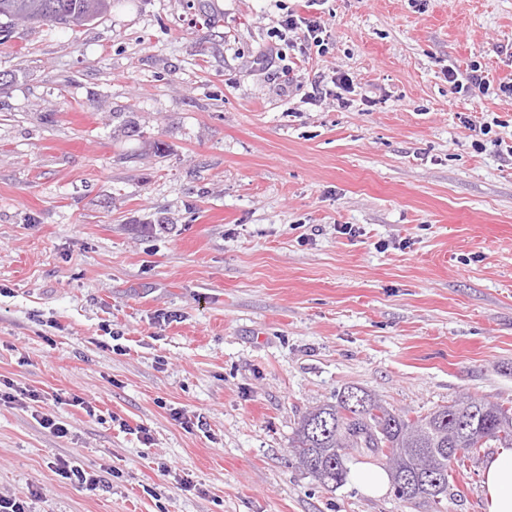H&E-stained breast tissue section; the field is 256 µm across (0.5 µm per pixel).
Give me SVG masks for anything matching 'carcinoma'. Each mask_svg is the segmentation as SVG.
<instances>
[{
  "mask_svg": "<svg viewBox=\"0 0 512 512\" xmlns=\"http://www.w3.org/2000/svg\"><path fill=\"white\" fill-rule=\"evenodd\" d=\"M110 0H0V18L14 22L18 14L34 22H51L70 29L102 18ZM370 407L367 421H354L346 401L347 392L336 401L318 405L298 423L292 452L301 468L324 485L337 488L347 481L346 459L351 451L367 450L378 461L386 453L402 452L401 481H413L404 501L437 506L454 495V479L448 472V457L435 461L438 485L419 472L421 454L429 448H457L463 462L480 454L490 442L512 447V407L471 399H458L425 415L409 418L381 404L375 396L358 390Z\"/></svg>",
  "mask_w": 512,
  "mask_h": 512,
  "instance_id": "carcinoma-1",
  "label": "carcinoma"
}]
</instances>
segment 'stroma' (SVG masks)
Instances as JSON below:
<instances>
[{
  "label": "stroma",
  "mask_w": 512,
  "mask_h": 512,
  "mask_svg": "<svg viewBox=\"0 0 512 512\" xmlns=\"http://www.w3.org/2000/svg\"><path fill=\"white\" fill-rule=\"evenodd\" d=\"M287 9L321 15L327 53L286 49ZM507 44L512 0H112L76 32H0V381L65 397L68 428L0 401V494L431 512L324 486L291 441L350 387L412 417L512 406V158L462 124L512 143ZM473 64L488 88L455 93L447 69ZM341 74L349 106L309 104ZM490 455L453 466L443 512H483ZM59 456L104 486L62 479Z\"/></svg>",
  "instance_id": "stroma-1"
}]
</instances>
